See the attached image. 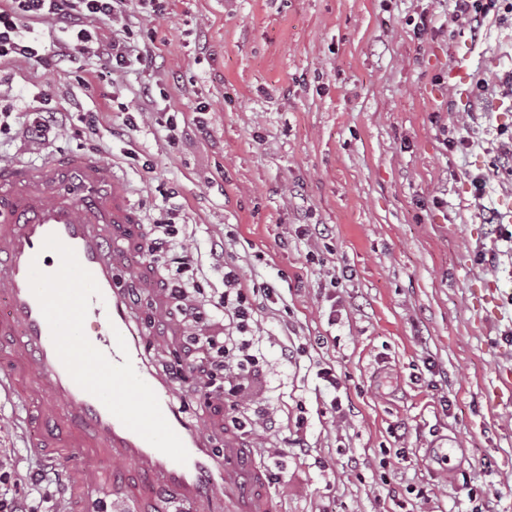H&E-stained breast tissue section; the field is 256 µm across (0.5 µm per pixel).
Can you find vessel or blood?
Here are the masks:
<instances>
[{
    "label": "vessel or blood",
    "instance_id": "1",
    "mask_svg": "<svg viewBox=\"0 0 512 512\" xmlns=\"http://www.w3.org/2000/svg\"><path fill=\"white\" fill-rule=\"evenodd\" d=\"M141 211L132 189L112 163L99 155L63 152L33 165L0 162V335L12 336L0 352V392L24 412L18 428L34 431L30 443L38 455L54 458L59 450L82 451L69 490L72 507H81L91 489L113 495V512H135L142 502L156 512H170L157 497L158 487L174 491L207 512L214 494L224 498V512H282L267 488L266 473L233 431L224 434V454L215 456L205 421L188 418L176 400L177 387L157 372L145 349L149 329L139 323L119 269H133L157 311L167 297L153 287L143 259ZM71 247L95 278L101 294L92 298L87 338L114 363H122L115 337L123 335L138 375L156 393L162 412L188 453L180 464L129 430L104 404L80 388L56 352L48 323L29 285L31 266L56 272L59 255L44 249L48 235ZM133 464L136 482L116 485L103 471V460Z\"/></svg>",
    "mask_w": 512,
    "mask_h": 512
}]
</instances>
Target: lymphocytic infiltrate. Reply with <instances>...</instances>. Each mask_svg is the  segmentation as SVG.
I'll return each mask as SVG.
<instances>
[{"label": "lymphocytic infiltrate", "instance_id": "1", "mask_svg": "<svg viewBox=\"0 0 512 512\" xmlns=\"http://www.w3.org/2000/svg\"><path fill=\"white\" fill-rule=\"evenodd\" d=\"M124 0H0V72L16 59L23 58L39 66L62 63L75 55L89 52L104 58L113 71L121 72L139 66L148 67V52H135L131 45L134 33L126 24L122 13ZM449 23L479 38L493 22L503 21L512 13V0H452ZM31 24L55 23L67 34L63 50L48 52L32 46L22 34L19 22ZM98 23L113 26L111 38L92 37L90 29ZM501 94L512 98V74L490 82L482 75L473 78L472 101L467 114L463 136H450L449 144L470 147L481 145L486 116L485 102L489 95ZM27 117L22 123L23 135L36 146L50 142L52 129L63 114L52 108L45 95H37L25 107ZM173 211H166L159 219L152 235L146 239L144 257L147 261L163 265L168 271L167 294L181 307L180 324L184 338L207 355L211 374L204 386L209 392L238 398L251 374L259 364V352L253 341L255 293L244 288L236 266L226 258L224 245L210 249L213 259L224 262V290L212 308L200 304L197 295L201 288L195 281L197 253L181 234V225L173 221ZM221 311L235 336L208 332L210 309Z\"/></svg>", "mask_w": 512, "mask_h": 512}]
</instances>
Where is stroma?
<instances>
[{
	"mask_svg": "<svg viewBox=\"0 0 512 512\" xmlns=\"http://www.w3.org/2000/svg\"><path fill=\"white\" fill-rule=\"evenodd\" d=\"M450 6L170 0L150 17L126 0L137 36L154 45L163 93L153 102L138 97L140 72L114 76L89 55L48 71L23 66L0 85L19 111L38 93L79 106L49 147L0 134V160L92 149L130 183L143 230L177 210L197 248L203 303L224 290L209 256L219 240L249 285L276 288L275 300L256 301L263 373L240 404L242 417L258 406L266 415L239 434L283 512H512V401L499 382L512 368V255L493 268L475 260L493 244L484 208L512 223V179L492 170L494 130L512 128V111L489 102L480 147H446L439 129L466 120L471 87L449 83L452 69L512 73V19L475 42L449 28ZM422 16L432 24L419 38L412 22ZM201 102L207 137L169 139L168 123H191ZM140 105L128 129L125 112ZM87 112L99 119L93 137ZM302 224L324 237L306 239ZM323 364L340 390L318 377ZM13 413L0 398V453L21 474L50 465L58 479L17 493L64 512L58 485L79 454L50 462L31 452ZM299 418L303 452L293 447Z\"/></svg>",
	"mask_w": 512,
	"mask_h": 512,
	"instance_id": "35a3bbf8",
	"label": "stroma"
}]
</instances>
